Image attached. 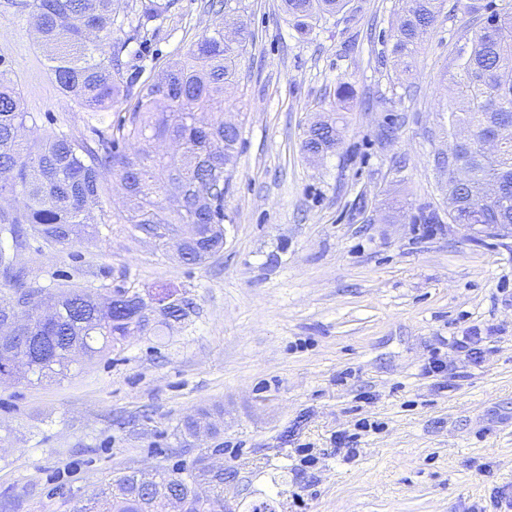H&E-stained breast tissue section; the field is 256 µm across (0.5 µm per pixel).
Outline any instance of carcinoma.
<instances>
[{"mask_svg": "<svg viewBox=\"0 0 512 512\" xmlns=\"http://www.w3.org/2000/svg\"><path fill=\"white\" fill-rule=\"evenodd\" d=\"M403 17L393 32V53L405 68L418 52L441 0H403ZM0 0V13L28 18L37 46L49 62L50 79L63 97L88 112H103L131 92L122 53L142 38L166 4L140 0ZM346 0H283L296 25L342 11ZM122 17H117V12ZM484 21L470 38L469 52L459 57L448 135L455 138V160L470 172V182L448 179L455 221L476 203L473 190L495 185L484 201L486 224L512 226V4L483 5ZM244 0H224V13L236 19V37L224 27L204 31L183 59L157 74L136 94L134 111L115 124L88 126V133H54L27 137L37 115L25 109L16 74L0 58V325L33 296L52 312L27 310L28 323L11 335L0 334V353L14 352L19 362L0 363V381L31 377L53 380L64 375L81 347L90 358L121 346L129 336L161 338L173 324L196 313L193 298L169 304L152 323H140L134 307L115 301L105 288L61 283L42 285L34 270L19 261L36 241L47 249L70 248L98 225L112 223L110 177L117 176L122 198L121 223L133 234L155 225H202L201 238L176 258L200 265L224 249V196L236 168L241 128L224 129V92L239 79V66L251 40ZM334 122L311 125L302 149L338 147ZM501 141L499 154L486 156L481 142ZM98 214L91 215V206ZM210 412L182 420L179 431L194 437L211 431ZM222 448H208L188 465L156 470L153 484L142 486L132 474H120L92 494L74 512H158L170 498L184 512H224V464L214 461Z\"/></svg>", "mask_w": 512, "mask_h": 512, "instance_id": "carcinoma-1", "label": "carcinoma"}]
</instances>
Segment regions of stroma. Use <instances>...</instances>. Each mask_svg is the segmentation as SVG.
<instances>
[{
    "mask_svg": "<svg viewBox=\"0 0 512 512\" xmlns=\"http://www.w3.org/2000/svg\"><path fill=\"white\" fill-rule=\"evenodd\" d=\"M210 2L166 0L123 55L136 85L223 22ZM245 3L254 39L224 98L242 143L223 252L187 266L109 224L21 255L47 286L183 285L197 313L63 379L0 385V498L73 512L116 471L220 448L237 473L231 512H480L495 488L512 490V238L449 221L444 160L452 79L482 20L445 0L408 78L392 55L402 0H349L308 30L282 0ZM0 57L41 116L38 135L83 132L25 17L0 14ZM334 116L341 144L310 158L306 131ZM473 332L477 364L452 346ZM436 354L447 372L425 374ZM219 406L220 434L187 444L181 420ZM363 417L380 428L346 458L336 434Z\"/></svg>",
    "mask_w": 512,
    "mask_h": 512,
    "instance_id": "obj_1",
    "label": "stroma"
}]
</instances>
